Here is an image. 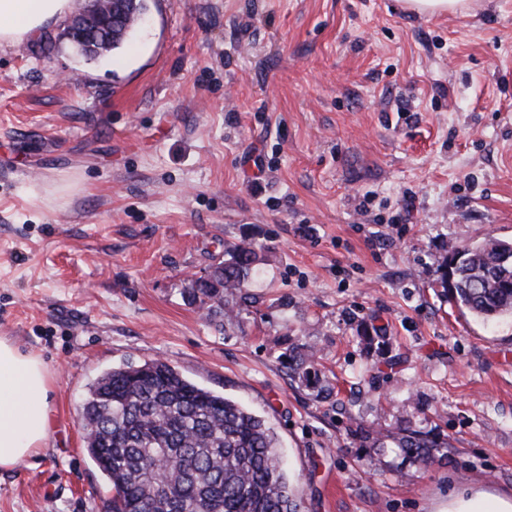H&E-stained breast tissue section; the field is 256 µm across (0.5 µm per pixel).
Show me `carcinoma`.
<instances>
[{
	"instance_id": "1",
	"label": "carcinoma",
	"mask_w": 512,
	"mask_h": 512,
	"mask_svg": "<svg viewBox=\"0 0 512 512\" xmlns=\"http://www.w3.org/2000/svg\"><path fill=\"white\" fill-rule=\"evenodd\" d=\"M109 29L73 35L89 58L118 48L145 14L146 0L113 5ZM512 241L488 237L453 246L441 284L460 311L483 322L512 317ZM257 261L245 240L224 248L216 286L191 282L188 294L213 316L231 314L224 296L243 294ZM81 420L85 444L111 482L112 512H297L274 433L239 403L184 378L167 362L114 368L89 389ZM396 445L427 461L438 443L403 430Z\"/></svg>"
}]
</instances>
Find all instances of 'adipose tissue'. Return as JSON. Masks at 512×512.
I'll return each mask as SVG.
<instances>
[{
	"instance_id": "1",
	"label": "adipose tissue",
	"mask_w": 512,
	"mask_h": 512,
	"mask_svg": "<svg viewBox=\"0 0 512 512\" xmlns=\"http://www.w3.org/2000/svg\"><path fill=\"white\" fill-rule=\"evenodd\" d=\"M70 0H0V42L28 40L63 17ZM47 375L43 362L0 339V470L42 448L49 436Z\"/></svg>"
}]
</instances>
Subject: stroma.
Masks as SVG:
<instances>
[{"instance_id": "stroma-1", "label": "stroma", "mask_w": 512, "mask_h": 512, "mask_svg": "<svg viewBox=\"0 0 512 512\" xmlns=\"http://www.w3.org/2000/svg\"><path fill=\"white\" fill-rule=\"evenodd\" d=\"M147 3L93 61L65 17L0 44V337L43 360L50 407L0 512H110L80 408L156 359L267 421L298 512L511 496L512 318L439 278L450 246L512 240V0ZM245 237L251 286L208 319L188 283ZM406 10L422 16L454 13L467 7L466 0H401ZM395 439H397L396 445L398 448L405 449L408 453L422 461H427L431 458L432 448H438L436 441L409 430L398 432Z\"/></svg>"}]
</instances>
